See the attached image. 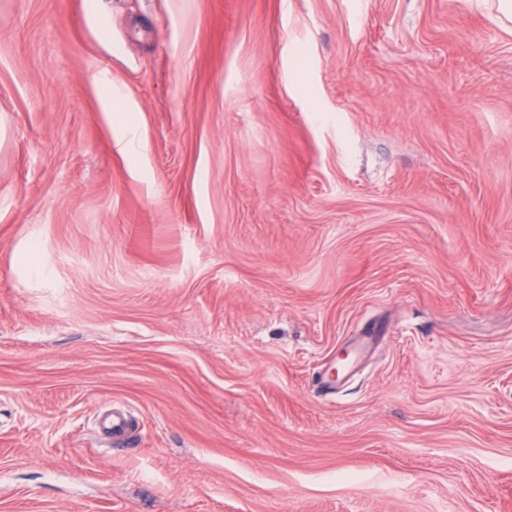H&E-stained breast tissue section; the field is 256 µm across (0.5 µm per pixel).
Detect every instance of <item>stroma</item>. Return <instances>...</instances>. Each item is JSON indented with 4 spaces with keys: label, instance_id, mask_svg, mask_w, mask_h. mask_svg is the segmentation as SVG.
Returning <instances> with one entry per match:
<instances>
[{
    "label": "stroma",
    "instance_id": "35a3bbf8",
    "mask_svg": "<svg viewBox=\"0 0 512 512\" xmlns=\"http://www.w3.org/2000/svg\"><path fill=\"white\" fill-rule=\"evenodd\" d=\"M495 14L0 0V512H512Z\"/></svg>",
    "mask_w": 512,
    "mask_h": 512
}]
</instances>
